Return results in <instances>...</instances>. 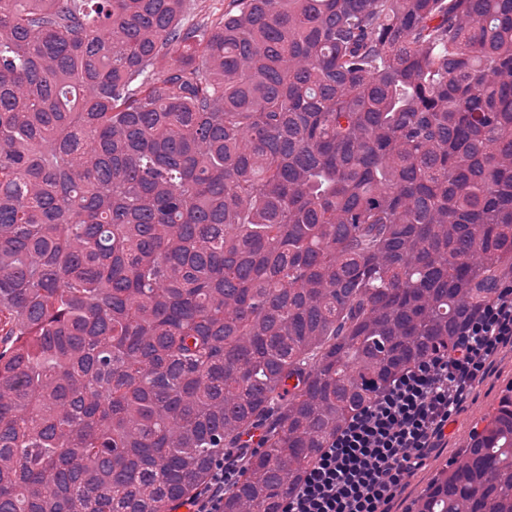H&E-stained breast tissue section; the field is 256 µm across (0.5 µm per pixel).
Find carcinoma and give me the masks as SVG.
I'll use <instances>...</instances> for the list:
<instances>
[{
    "label": "carcinoma",
    "instance_id": "1",
    "mask_svg": "<svg viewBox=\"0 0 512 512\" xmlns=\"http://www.w3.org/2000/svg\"><path fill=\"white\" fill-rule=\"evenodd\" d=\"M0 0V512H224L512 272V0ZM406 512H512V387ZM259 450L260 448H237L234 455L216 460L207 485L180 507H186L189 512H224V493L234 486L240 465L247 455L255 454ZM180 507L176 512L186 510Z\"/></svg>",
    "mask_w": 512,
    "mask_h": 512
}]
</instances>
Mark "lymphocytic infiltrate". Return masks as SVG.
Returning a JSON list of instances; mask_svg holds the SVG:
<instances>
[{
	"label": "lymphocytic infiltrate",
	"instance_id": "obj_1",
	"mask_svg": "<svg viewBox=\"0 0 512 512\" xmlns=\"http://www.w3.org/2000/svg\"><path fill=\"white\" fill-rule=\"evenodd\" d=\"M512 346V278L459 331L453 346L417 358L378 388L330 439L279 503V512H392L425 460L444 447L496 356ZM247 449L215 461L188 512H224Z\"/></svg>",
	"mask_w": 512,
	"mask_h": 512
}]
</instances>
